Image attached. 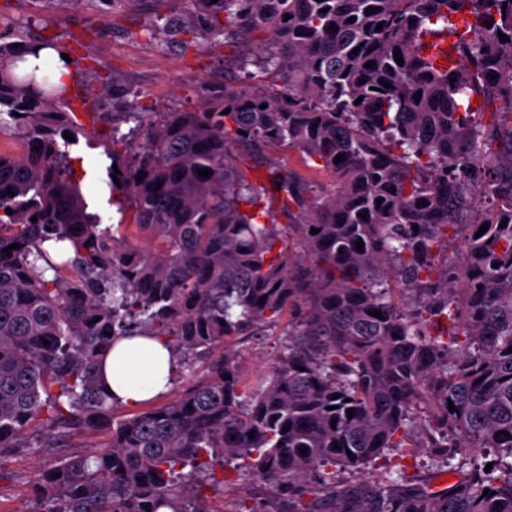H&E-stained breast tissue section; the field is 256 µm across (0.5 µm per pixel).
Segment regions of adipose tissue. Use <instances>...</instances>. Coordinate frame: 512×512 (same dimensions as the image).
Returning <instances> with one entry per match:
<instances>
[{
	"label": "adipose tissue",
	"instance_id": "obj_1",
	"mask_svg": "<svg viewBox=\"0 0 512 512\" xmlns=\"http://www.w3.org/2000/svg\"><path fill=\"white\" fill-rule=\"evenodd\" d=\"M177 365V356L163 339L131 336L114 345L99 376L118 402L137 408L168 392Z\"/></svg>",
	"mask_w": 512,
	"mask_h": 512
}]
</instances>
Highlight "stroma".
Wrapping results in <instances>:
<instances>
[{"mask_svg": "<svg viewBox=\"0 0 512 512\" xmlns=\"http://www.w3.org/2000/svg\"><path fill=\"white\" fill-rule=\"evenodd\" d=\"M182 8L181 0H0V36L21 35L30 40L53 37L83 74L80 83L71 87L70 106L85 130L68 151L82 161L83 174L78 182L89 212L100 215L103 223L115 224L121 218L112 202L107 176L111 160L106 147L112 138V124L92 121V112L114 95L137 112L202 109L234 86L233 71L247 47L267 40L266 33L256 32L245 46L228 45L218 38L202 41L200 48L182 53L162 49L141 35V27L157 14H173ZM262 152L312 181L321 191H332L336 184L333 172L311 167L296 150L268 145ZM287 328L283 320L267 335L239 340L236 351L247 383H257L267 374L282 349ZM107 441L103 431L76 433L60 449L1 456L0 512H29L30 478L36 466H50L65 454H95ZM395 471L412 482L440 477L432 467L430 449L407 448L402 458L382 457L357 473L340 470L336 479L347 484L374 483Z\"/></svg>", "mask_w": 512, "mask_h": 512, "instance_id": "stroma-1", "label": "stroma"}]
</instances>
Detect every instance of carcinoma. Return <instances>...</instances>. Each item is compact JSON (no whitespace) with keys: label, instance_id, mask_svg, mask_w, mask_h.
<instances>
[{"label":"carcinoma","instance_id":"obj_1","mask_svg":"<svg viewBox=\"0 0 512 512\" xmlns=\"http://www.w3.org/2000/svg\"><path fill=\"white\" fill-rule=\"evenodd\" d=\"M255 31L267 42L238 79L276 76L271 95L242 88L196 112L100 105L112 190L133 212L116 226L87 213L60 148L82 130L69 82L48 87L53 66L26 64L55 42L0 43V134L24 148L0 152V456L111 430L95 454L35 469L29 512H211L226 458L263 490L240 512H512V128L475 118L479 102H512V0H185L143 29L180 51ZM433 34L455 37L452 54ZM234 143L286 144L336 189L264 161L282 224ZM142 234L154 248L131 243ZM458 239L460 257L441 258ZM285 311L288 342L246 386L236 341ZM134 335L164 338L182 370L210 363L117 421L97 365ZM418 447L457 480L336 482L338 467Z\"/></svg>","mask_w":512,"mask_h":512}]
</instances>
